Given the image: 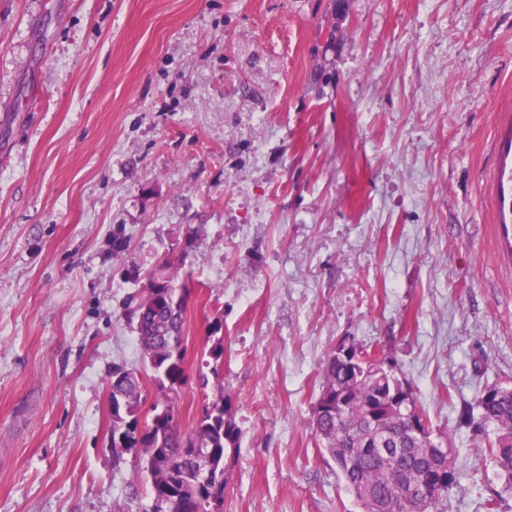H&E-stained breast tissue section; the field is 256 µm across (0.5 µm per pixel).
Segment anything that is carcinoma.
<instances>
[{"instance_id": "cac0c4a2", "label": "carcinoma", "mask_w": 512, "mask_h": 512, "mask_svg": "<svg viewBox=\"0 0 512 512\" xmlns=\"http://www.w3.org/2000/svg\"><path fill=\"white\" fill-rule=\"evenodd\" d=\"M132 283L142 289L131 298L128 317L141 354L152 371L156 397L147 414L141 374L134 368H112V454L134 455L140 463L133 479L149 485L151 502L143 512H224V499L233 481L231 461L241 445V430L224 391V310L215 307L206 336L208 357L199 372L202 387L214 381L217 394L203 401L192 433L181 432L176 397L188 381L186 312L190 288L175 287L177 266L164 259L143 274L132 269ZM344 359L332 353L322 367L321 390L313 406L312 430L336 465L359 512H445L449 490L460 472L455 458H431L427 449L448 444V435L428 429L425 438L409 433L408 420L393 401L406 395L419 419L426 417L409 382L383 369L387 355L361 344ZM458 422L479 431L492 428L488 453L512 488V387L482 390L460 409ZM390 434L400 453L386 459L376 438Z\"/></svg>"}]
</instances>
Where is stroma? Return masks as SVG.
<instances>
[{
    "label": "stroma",
    "mask_w": 512,
    "mask_h": 512,
    "mask_svg": "<svg viewBox=\"0 0 512 512\" xmlns=\"http://www.w3.org/2000/svg\"><path fill=\"white\" fill-rule=\"evenodd\" d=\"M505 168L512 0H0V512L147 505L108 383L126 272L167 254L190 370L224 309V512H357L310 426L350 337L447 433V512H512L457 425L512 387Z\"/></svg>",
    "instance_id": "35a3bbf8"
}]
</instances>
